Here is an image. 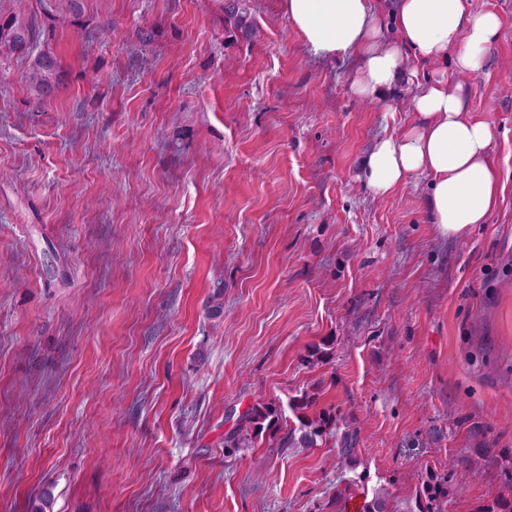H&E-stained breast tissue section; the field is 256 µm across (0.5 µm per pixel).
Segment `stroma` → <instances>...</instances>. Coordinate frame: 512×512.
<instances>
[{"label":"stroma","mask_w":512,"mask_h":512,"mask_svg":"<svg viewBox=\"0 0 512 512\" xmlns=\"http://www.w3.org/2000/svg\"><path fill=\"white\" fill-rule=\"evenodd\" d=\"M24 0L65 74L38 102L0 60V512H445L512 504V0L471 111L504 190L441 237L426 177L360 174L411 88L367 101L279 0ZM221 313H213L214 305ZM321 357H313L314 348ZM336 426L250 448L254 406ZM355 439L351 458L344 435ZM313 402L314 397L303 393L295 396L288 403L298 420V428L293 429L288 435L287 441L292 447L298 445L303 448L313 447L318 437H322L328 429L336 426V414L327 411L319 412L314 416L308 414ZM296 431L299 433L297 438ZM282 417L280 406L274 402L256 406L240 419L239 426L227 438L234 448H247L264 430L275 428ZM253 436V437H252Z\"/></svg>","instance_id":"1"}]
</instances>
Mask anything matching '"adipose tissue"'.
<instances>
[{
	"label": "adipose tissue",
	"mask_w": 512,
	"mask_h": 512,
	"mask_svg": "<svg viewBox=\"0 0 512 512\" xmlns=\"http://www.w3.org/2000/svg\"><path fill=\"white\" fill-rule=\"evenodd\" d=\"M281 9L314 57L359 60L352 87L360 97L376 98L403 82L415 87L409 120L378 139L364 162L371 191L389 196L423 175L427 211L442 237L487 223L502 192L493 161L496 126L470 111L463 81L484 72L499 16L472 11L466 0H281ZM391 28L396 38L388 37ZM421 64L436 67L422 81ZM452 72L459 82L449 81Z\"/></svg>",
	"instance_id": "adipose-tissue-1"
}]
</instances>
